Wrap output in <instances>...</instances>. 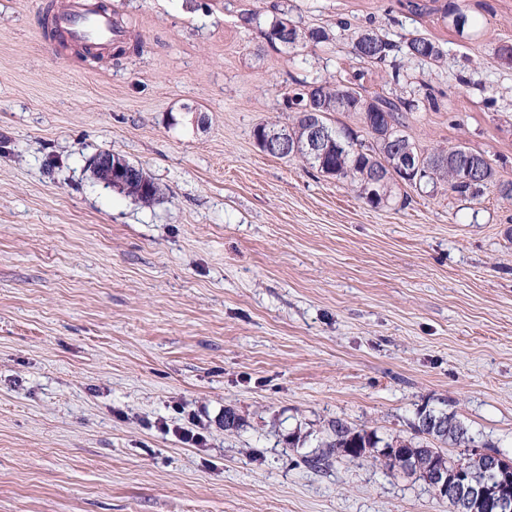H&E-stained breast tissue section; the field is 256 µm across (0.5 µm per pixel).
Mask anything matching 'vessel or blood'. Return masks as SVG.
Returning a JSON list of instances; mask_svg holds the SVG:
<instances>
[{
	"mask_svg": "<svg viewBox=\"0 0 512 512\" xmlns=\"http://www.w3.org/2000/svg\"><path fill=\"white\" fill-rule=\"evenodd\" d=\"M46 36L52 52L63 44L105 51L121 43L126 31L95 0H61L47 16Z\"/></svg>",
	"mask_w": 512,
	"mask_h": 512,
	"instance_id": "b4317fda",
	"label": "vessel or blood"
}]
</instances>
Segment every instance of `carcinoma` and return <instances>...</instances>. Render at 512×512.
Segmentation results:
<instances>
[{
  "label": "carcinoma",
  "instance_id": "carcinoma-1",
  "mask_svg": "<svg viewBox=\"0 0 512 512\" xmlns=\"http://www.w3.org/2000/svg\"><path fill=\"white\" fill-rule=\"evenodd\" d=\"M328 40L327 31L312 29L301 32L296 40L289 44V48L304 47L309 43L318 45ZM353 51L359 58L374 62H382L393 53H400L408 60L428 63L436 62L442 56L440 47L422 34L418 33L396 44L371 29L355 32ZM310 99L324 106V112L319 119L328 127H331L328 118L331 112H374L379 116H388L392 126L397 128V135L402 137V142L411 143V140L404 136L403 128L407 124V114L416 108L413 100L384 94L367 97L341 82L324 81L303 85V89L294 93L290 101L304 107ZM332 131L336 137V148L321 163L309 162L311 168L321 173L331 169L337 180L348 181L361 188L364 176L371 175L372 171L378 168H386L391 162L393 145L376 136L370 129H365V138L348 127H332ZM450 153L461 156L475 155V152L462 145L446 151H430L426 153L428 166L423 169L420 178L410 182L409 186L419 189L430 185L435 187L443 181L448 183L449 190L461 199L473 200L481 197L489 184L468 180L462 176H452L448 168L442 164ZM413 429L417 435L415 439H385L375 430L358 428L338 419L331 422L330 433L323 443V449L305 457L304 462L313 469L322 470L329 465V460L334 455L350 459L369 457L391 468L398 467L403 470L405 458L408 457L412 459L411 466L414 469H424L432 465H445L450 469L456 466L459 471L473 475L478 481L485 479L479 471L478 462L469 453L452 458L440 448L421 447V439L431 437L452 448H470L474 438L468 428L454 416L422 408L417 412Z\"/></svg>",
  "mask_w": 512,
  "mask_h": 512
}]
</instances>
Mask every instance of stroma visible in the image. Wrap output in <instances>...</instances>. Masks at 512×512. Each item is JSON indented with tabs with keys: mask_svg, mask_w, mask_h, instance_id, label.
<instances>
[{
	"mask_svg": "<svg viewBox=\"0 0 512 512\" xmlns=\"http://www.w3.org/2000/svg\"><path fill=\"white\" fill-rule=\"evenodd\" d=\"M52 3L0 0V512H451L372 459L303 461L333 420L407 439L423 407L512 460V200L374 208L253 138L299 83L396 70L410 139L512 180V0H461V33L399 0H110L117 60L48 52ZM279 10L329 40L271 44ZM363 28L443 55L360 61ZM102 151L153 205L96 182Z\"/></svg>",
	"mask_w": 512,
	"mask_h": 512,
	"instance_id": "stroma-1",
	"label": "stroma"
}]
</instances>
